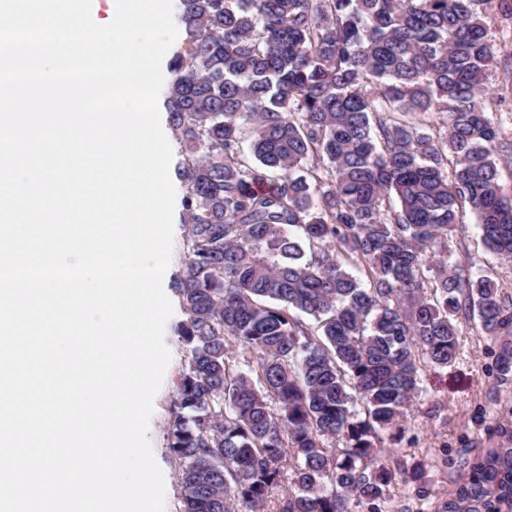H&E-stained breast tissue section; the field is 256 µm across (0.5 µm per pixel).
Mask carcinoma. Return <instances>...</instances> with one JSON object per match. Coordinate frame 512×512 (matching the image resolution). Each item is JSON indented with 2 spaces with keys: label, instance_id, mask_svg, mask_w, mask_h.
<instances>
[{
  "label": "carcinoma",
  "instance_id": "1",
  "mask_svg": "<svg viewBox=\"0 0 512 512\" xmlns=\"http://www.w3.org/2000/svg\"><path fill=\"white\" fill-rule=\"evenodd\" d=\"M490 2L182 0L165 92L186 186L188 365L168 434L180 512H379L397 478L421 484L384 459V434L424 367L448 366L470 321L512 336V296L448 253L468 208L512 261V139L486 112L489 69L501 55L511 78L512 48L488 38ZM425 113L446 120L411 121ZM237 347L255 356L246 373ZM495 368L512 378L511 341ZM500 437L431 512H512Z\"/></svg>",
  "mask_w": 512,
  "mask_h": 512
}]
</instances>
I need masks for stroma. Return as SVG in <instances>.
Wrapping results in <instances>:
<instances>
[{
	"label": "stroma",
	"mask_w": 512,
	"mask_h": 512,
	"mask_svg": "<svg viewBox=\"0 0 512 512\" xmlns=\"http://www.w3.org/2000/svg\"><path fill=\"white\" fill-rule=\"evenodd\" d=\"M185 226L182 213L174 215V234L169 280L163 289L173 306L165 327L171 360L153 403L148 438L165 481V512H180L178 463L168 448V422L176 385L185 364L186 346L178 334L185 315L173 282L185 260ZM448 244L461 252L468 273L489 276L512 295V262L485 248L471 211H464ZM498 341L479 327L462 326L456 357L441 369H425L423 390L413 400L404 429L386 439L396 460L419 465L427 473L424 489L396 482L381 505L382 512H425L434 502L451 494L459 479L457 465L466 457L495 447L499 425L512 420V381L500 383L494 372Z\"/></svg>",
	"instance_id": "obj_1"
}]
</instances>
